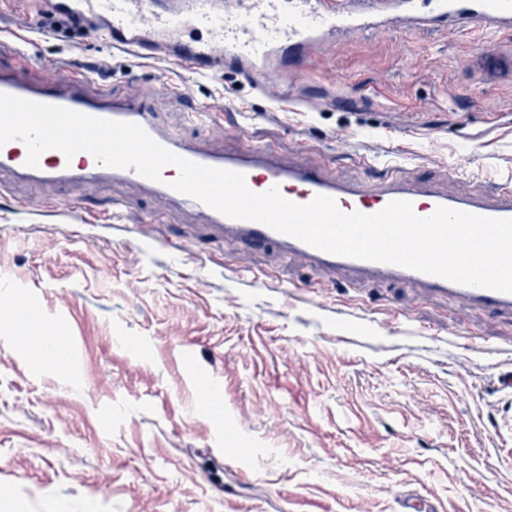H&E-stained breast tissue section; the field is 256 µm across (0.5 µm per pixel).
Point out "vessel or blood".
Masks as SVG:
<instances>
[{"instance_id": "obj_1", "label": "vessel or blood", "mask_w": 512, "mask_h": 512, "mask_svg": "<svg viewBox=\"0 0 512 512\" xmlns=\"http://www.w3.org/2000/svg\"><path fill=\"white\" fill-rule=\"evenodd\" d=\"M45 16L78 21L82 30L109 48L126 50L143 60L164 58L169 64L201 77L223 71L225 62L238 65L241 75L274 94L286 84L277 66L289 56L302 66L309 53L330 49L346 36H383L391 30L432 32L449 25L491 35L512 32V0H36ZM21 60L16 69L0 68V93L57 105L91 117L140 125L157 143L195 163L243 173L256 193L279 187L284 198L306 204L318 195L336 199L341 211L375 213L389 202H412L418 216L444 206L483 217L512 218V175L486 188L471 181L449 193L425 179H409L391 165H379V152L360 155L366 168L380 167L378 180L346 181L329 167L284 158L268 147L245 146L234 151L209 148L198 139L180 137L161 125L149 97L113 99L111 91L85 70H67L56 82L35 78L26 61L27 44L11 48ZM27 149L18 140L0 147V192L6 179L38 183L47 190L76 187L88 181H112L125 194L113 197L112 217L120 219L136 195L148 193L191 208L219 233L246 247L273 244L284 252L327 270H343L360 277L396 279L428 293L459 299L479 309L512 311V293L458 284L442 277L398 265L336 256L265 224L224 216L206 204L170 188L177 167L162 170L161 181L140 176L132 168L100 164L89 152L66 161L49 150L38 167L26 164Z\"/></svg>"}]
</instances>
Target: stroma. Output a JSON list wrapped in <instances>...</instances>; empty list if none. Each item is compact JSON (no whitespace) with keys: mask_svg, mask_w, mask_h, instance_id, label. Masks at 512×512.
Wrapping results in <instances>:
<instances>
[{"mask_svg":"<svg viewBox=\"0 0 512 512\" xmlns=\"http://www.w3.org/2000/svg\"><path fill=\"white\" fill-rule=\"evenodd\" d=\"M486 35L448 28L354 35L316 53L284 103L227 69L188 90L94 37L34 42L41 67L98 63L114 97L148 95L188 138L196 102L223 113L207 136L269 144L366 179L336 136L397 141L392 165L454 189L512 166V81L470 66ZM500 114L497 126L487 111ZM122 186L76 189L87 227L42 187L0 196V292L33 303L23 337L0 326V512H512V312H485L393 280L329 274L279 248L245 249L183 206ZM177 246H138L141 234ZM66 328L65 368L36 361L40 329ZM222 396L199 402L200 380Z\"/></svg>","mask_w":512,"mask_h":512,"instance_id":"1","label":"stroma"}]
</instances>
